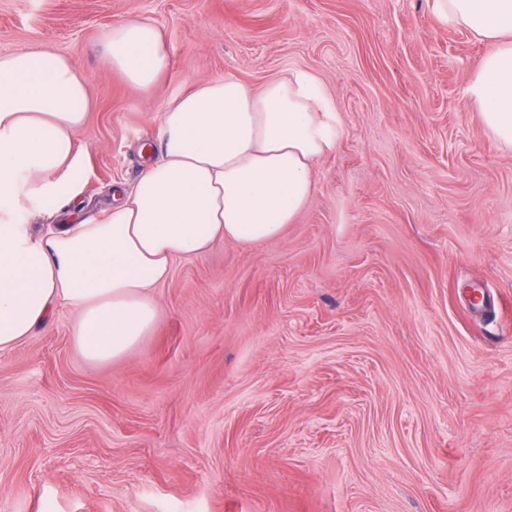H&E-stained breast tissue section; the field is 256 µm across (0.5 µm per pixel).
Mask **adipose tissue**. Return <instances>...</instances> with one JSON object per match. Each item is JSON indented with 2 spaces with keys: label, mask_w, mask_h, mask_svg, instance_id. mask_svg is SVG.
Here are the masks:
<instances>
[{
  "label": "adipose tissue",
  "mask_w": 512,
  "mask_h": 512,
  "mask_svg": "<svg viewBox=\"0 0 512 512\" xmlns=\"http://www.w3.org/2000/svg\"><path fill=\"white\" fill-rule=\"evenodd\" d=\"M445 23L490 43L467 87L485 128L512 149V0H429ZM114 72L151 94L170 67L162 29L129 17L104 35ZM85 79L50 44L0 56V352L57 308L91 363L127 355L155 330L154 290L175 262L214 243L279 237L310 199L336 127L321 82L297 71L255 90L234 78L192 84L164 105L159 152L103 218L50 232L3 212L64 213L80 192Z\"/></svg>",
  "instance_id": "ef3b65f1"
}]
</instances>
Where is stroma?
<instances>
[{
	"label": "stroma",
	"instance_id": "stroma-1",
	"mask_svg": "<svg viewBox=\"0 0 512 512\" xmlns=\"http://www.w3.org/2000/svg\"><path fill=\"white\" fill-rule=\"evenodd\" d=\"M130 16L171 56L149 98L102 52ZM46 41L92 101L83 214L196 81L312 73L338 136L281 236L176 261L125 357L86 362L65 309L0 354V512H512V150L466 94L487 44L427 0H0V55Z\"/></svg>",
	"mask_w": 512,
	"mask_h": 512
}]
</instances>
